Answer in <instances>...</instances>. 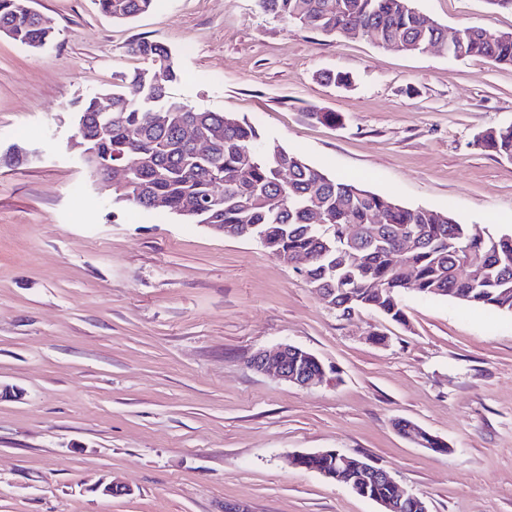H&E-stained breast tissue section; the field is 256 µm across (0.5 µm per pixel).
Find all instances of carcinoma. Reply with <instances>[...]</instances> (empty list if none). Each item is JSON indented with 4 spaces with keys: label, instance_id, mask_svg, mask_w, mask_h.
I'll list each match as a JSON object with an SVG mask.
<instances>
[{
    "label": "carcinoma",
    "instance_id": "obj_1",
    "mask_svg": "<svg viewBox=\"0 0 512 512\" xmlns=\"http://www.w3.org/2000/svg\"><path fill=\"white\" fill-rule=\"evenodd\" d=\"M261 7L284 21L325 35L359 32L382 48L419 51L435 43L456 59L482 57L512 67V36H491L477 25L448 30L426 22L414 0H259ZM98 9L115 21L149 11L154 0H96ZM32 48L51 43L55 29L27 6V0H0V31ZM128 52L148 64H163L167 81L179 78L170 51L145 38L128 44ZM112 122L100 112L102 95L75 102L74 118L90 132L98 125L94 153L86 166L98 171L129 158L147 160L134 168L115 199L139 208L178 217L185 224H218L236 236L246 228L279 261L300 253L318 258L301 272L309 285L331 295L332 308L349 317L371 310L401 322L402 299L450 297L462 303L512 315V235L478 232L444 211L409 208L376 194L353 180L336 179L303 156L262 136L252 123L229 113L196 109L167 94L152 81L149 69L121 75L107 93ZM196 125L212 138L213 151L194 155L183 143L181 127ZM475 145L512 160V124L486 129ZM325 224L311 223L314 213ZM382 221L372 223L374 214ZM358 225L344 242L340 228ZM418 238L417 247L395 267L389 248L403 232ZM388 483L367 484V498H393Z\"/></svg>",
    "mask_w": 512,
    "mask_h": 512
}]
</instances>
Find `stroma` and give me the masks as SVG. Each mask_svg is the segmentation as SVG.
Returning <instances> with one entry per match:
<instances>
[{
    "label": "stroma",
    "instance_id": "obj_1",
    "mask_svg": "<svg viewBox=\"0 0 512 512\" xmlns=\"http://www.w3.org/2000/svg\"><path fill=\"white\" fill-rule=\"evenodd\" d=\"M29 5L56 38L0 35V512H381L294 464L327 449L386 466L429 512H512L511 315L409 295L403 322L342 318L258 241L114 202L68 148L76 100L144 68L127 45L146 38L181 72L172 97L404 206L510 234L512 161L474 139L512 123V67L327 36L259 0H157L123 22L94 0ZM416 6L512 32L489 0ZM280 343L314 354L322 383L250 366ZM401 419L446 452L408 442Z\"/></svg>",
    "mask_w": 512,
    "mask_h": 512
}]
</instances>
